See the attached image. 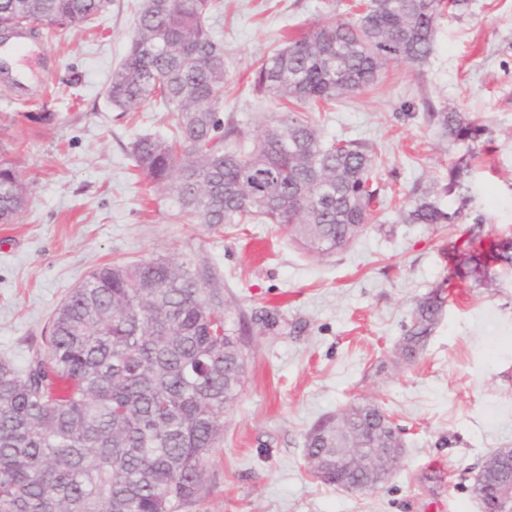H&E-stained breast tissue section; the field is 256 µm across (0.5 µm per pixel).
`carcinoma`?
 Wrapping results in <instances>:
<instances>
[{"instance_id":"obj_1","label":"carcinoma","mask_w":512,"mask_h":512,"mask_svg":"<svg viewBox=\"0 0 512 512\" xmlns=\"http://www.w3.org/2000/svg\"><path fill=\"white\" fill-rule=\"evenodd\" d=\"M112 0H0V29L31 26L52 39L106 11ZM465 0H364L351 19L328 17L284 40L253 71L251 92L284 101L251 144L220 118L224 46L207 24L217 0H143L129 50L112 71V106L133 112L155 103L176 114L168 137L142 135L129 157L150 188L170 201L175 221L288 229L306 252L327 257L364 231L376 207L373 147L323 138L303 108L331 106L372 85L389 63L419 66L433 52L437 19ZM428 122L476 153L487 128L460 112H428ZM468 164L449 168L440 193L460 190ZM423 191L405 200L407 224H458ZM25 188L0 161V222L23 210ZM470 274L512 270V237L471 233ZM439 290L422 297L400 356L425 348L443 310ZM238 306L224 298L217 268L190 254L105 265L56 309L47 353L19 370L0 361V512H179L201 492L205 465L224 440V414L243 383ZM365 432L390 415L353 402ZM336 436V416L320 420L306 447ZM363 478L350 469L323 483Z\"/></svg>"}]
</instances>
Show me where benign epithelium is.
I'll use <instances>...</instances> for the list:
<instances>
[{"label": "benign epithelium", "mask_w": 512, "mask_h": 512, "mask_svg": "<svg viewBox=\"0 0 512 512\" xmlns=\"http://www.w3.org/2000/svg\"><path fill=\"white\" fill-rule=\"evenodd\" d=\"M506 452L508 449L502 448L485 460L474 483L475 496L481 502L484 501V485L489 481L495 485L500 512H512V473L498 468L500 454ZM404 454L405 448L394 429L386 434L384 447L362 448L358 435L345 428L336 433V447L323 448L318 453L308 455L307 459L309 472L316 480L327 478L336 463L360 470L368 477V482L376 484L384 479V474L396 468Z\"/></svg>", "instance_id": "benign-epithelium-1"}]
</instances>
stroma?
I'll return each mask as SVG.
<instances>
[{"mask_svg":"<svg viewBox=\"0 0 512 512\" xmlns=\"http://www.w3.org/2000/svg\"><path fill=\"white\" fill-rule=\"evenodd\" d=\"M353 2L220 0L209 25L224 42V117L257 136L280 109L248 88L259 60L283 34L346 18ZM138 7L112 0L61 38L32 37L21 60L30 95L0 73V156L29 199L0 224V361L22 369L45 353L56 308L98 267L200 253L254 323L224 440L182 512H482L478 469L495 449L512 448V273L491 267L481 284L462 261L450 278L448 244L473 230L512 235V0H468L444 13L424 64L388 63L363 92L318 113L325 138L373 147L380 187L371 223L325 258L274 224L173 223L167 201L146 193L129 146L170 135L175 115L153 104L122 112L106 96ZM432 106L489 127L475 157L426 123ZM464 157L471 176L441 203L465 206L467 219L402 223L409 192L441 186ZM440 286L446 302L426 348L402 359L415 303ZM354 401L386 407L405 442L401 465L373 491L322 485L304 456L311 427Z\"/></svg>","mask_w":512,"mask_h":512,"instance_id":"35a3bbf8","label":"stroma"}]
</instances>
